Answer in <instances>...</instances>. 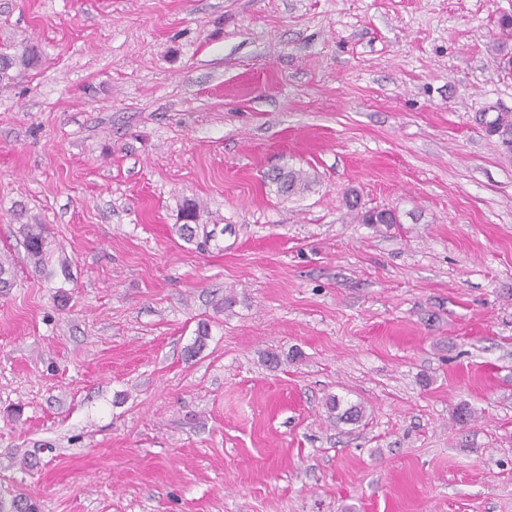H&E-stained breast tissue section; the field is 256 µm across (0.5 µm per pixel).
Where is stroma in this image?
<instances>
[{"instance_id": "1", "label": "stroma", "mask_w": 512, "mask_h": 512, "mask_svg": "<svg viewBox=\"0 0 512 512\" xmlns=\"http://www.w3.org/2000/svg\"><path fill=\"white\" fill-rule=\"evenodd\" d=\"M504 13L0 0V45L42 53L0 81V486L38 512H512ZM288 167L310 191L277 194ZM272 177H265L270 183L276 185L277 193L286 197L302 196L310 191L314 180L309 173L302 169H278ZM22 237L27 258L40 269L47 255L46 238L42 224H22L18 231ZM338 396L330 395L325 400V407L330 415L335 414L336 419L345 423H359L365 413V408L361 404H352Z\"/></svg>"}]
</instances>
